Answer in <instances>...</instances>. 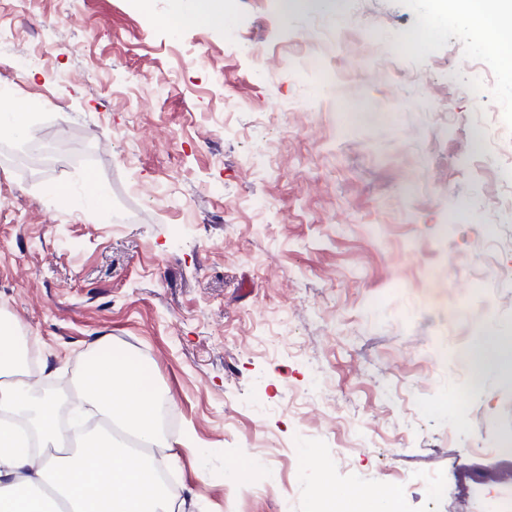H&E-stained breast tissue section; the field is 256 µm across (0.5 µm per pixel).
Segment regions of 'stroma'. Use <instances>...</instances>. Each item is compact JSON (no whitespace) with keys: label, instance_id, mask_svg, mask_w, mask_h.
Here are the masks:
<instances>
[{"label":"stroma","instance_id":"1","mask_svg":"<svg viewBox=\"0 0 512 512\" xmlns=\"http://www.w3.org/2000/svg\"><path fill=\"white\" fill-rule=\"evenodd\" d=\"M169 0H0V317L45 381L107 355L173 399L169 471L186 512H314L368 486L398 512H454L467 475L512 449V382L469 391L436 345L469 306L512 332V71L435 0H340L284 16L235 0L223 29L158 24ZM339 39L340 81L288 70ZM406 38L383 72L364 36ZM32 61L19 69V51ZM474 60L481 102L448 82ZM444 104L426 108V99ZM106 189L110 223L82 202ZM467 422L449 434L457 407ZM32 128L31 112L24 104L12 97L0 95V130L23 137L30 134Z\"/></svg>","mask_w":512,"mask_h":512}]
</instances>
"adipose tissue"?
Here are the masks:
<instances>
[{
    "instance_id": "1",
    "label": "adipose tissue",
    "mask_w": 512,
    "mask_h": 512,
    "mask_svg": "<svg viewBox=\"0 0 512 512\" xmlns=\"http://www.w3.org/2000/svg\"><path fill=\"white\" fill-rule=\"evenodd\" d=\"M230 5L231 0H171V11L160 22L220 28ZM456 6L483 30L486 48L500 65L512 70V0H457ZM476 360L481 371L511 377L512 341L483 336ZM76 386L88 412L101 415L103 424L132 431L144 449L134 452L89 438L66 447L56 402L26 380L18 336L11 324H0V411L25 413L44 445L34 453L23 430L0 423V512H40L27 491L41 484L71 503L72 512H183L154 455L155 449L172 446L160 428L169 396L146 388L140 365L118 356L95 360Z\"/></svg>"
}]
</instances>
